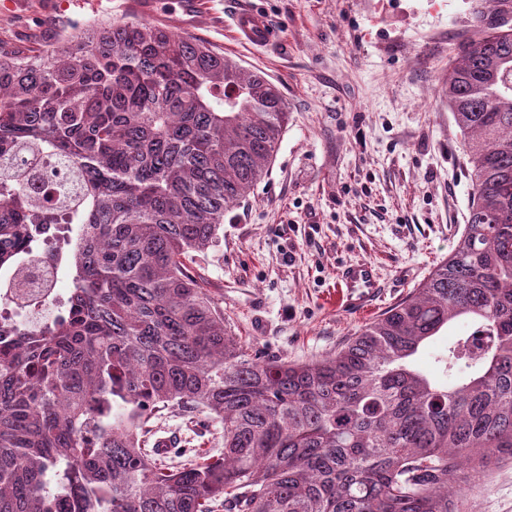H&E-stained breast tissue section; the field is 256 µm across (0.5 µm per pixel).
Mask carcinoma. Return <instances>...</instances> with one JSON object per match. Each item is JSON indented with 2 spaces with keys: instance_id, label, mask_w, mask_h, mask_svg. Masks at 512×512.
Here are the masks:
<instances>
[{
  "instance_id": "cac0c4a2",
  "label": "carcinoma",
  "mask_w": 512,
  "mask_h": 512,
  "mask_svg": "<svg viewBox=\"0 0 512 512\" xmlns=\"http://www.w3.org/2000/svg\"><path fill=\"white\" fill-rule=\"evenodd\" d=\"M478 15L445 96L464 228L413 293L304 363L231 330L187 264L270 169L279 88L208 42L94 19L0 53V268L80 225L64 311L0 326V512H468L512 462V25ZM44 152L69 178L26 186ZM437 372L417 366L437 337ZM206 414L217 456L168 464L151 416Z\"/></svg>"
}]
</instances>
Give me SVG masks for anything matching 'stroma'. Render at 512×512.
I'll list each match as a JSON object with an SVG mask.
<instances>
[{
	"mask_svg": "<svg viewBox=\"0 0 512 512\" xmlns=\"http://www.w3.org/2000/svg\"><path fill=\"white\" fill-rule=\"evenodd\" d=\"M482 0H206L191 36L266 73L289 112L268 174L224 219L219 246L196 268L232 330L266 354L299 362L336 351L405 299L452 250L469 180L442 90L448 59L469 39ZM241 8L281 32L266 49L237 44ZM142 20L138 0L0 2V50L55 46L93 18ZM374 263L371 307L329 303L344 264ZM168 458L222 447L218 425L167 412L152 419ZM470 512H512V465L494 469Z\"/></svg>",
	"mask_w": 512,
	"mask_h": 512,
	"instance_id": "stroma-1",
	"label": "stroma"
}]
</instances>
